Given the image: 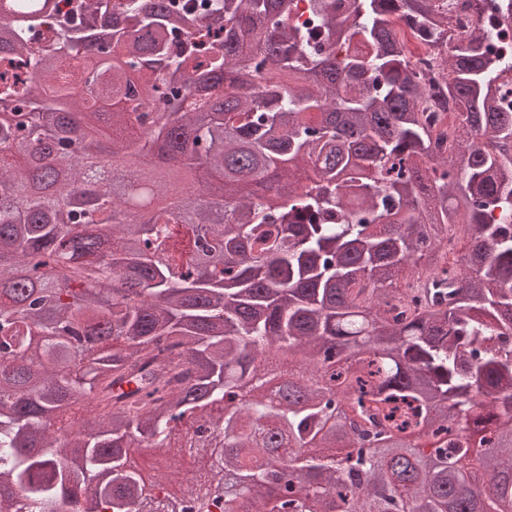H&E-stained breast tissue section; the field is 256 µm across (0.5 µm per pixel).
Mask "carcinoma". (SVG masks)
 Wrapping results in <instances>:
<instances>
[{
    "label": "carcinoma",
    "mask_w": 512,
    "mask_h": 512,
    "mask_svg": "<svg viewBox=\"0 0 512 512\" xmlns=\"http://www.w3.org/2000/svg\"><path fill=\"white\" fill-rule=\"evenodd\" d=\"M338 2L310 0L307 28L294 0H17L0 21V60L26 73L0 72L9 512H163L170 474L147 487L130 457L185 447L223 458L182 512H512V59L483 49L512 0L465 38L448 0ZM401 19L457 105L430 165ZM90 46L110 61L92 81L112 98V154L171 139L187 156L156 177L146 222L61 116H94L52 74ZM424 277L446 299L422 300ZM281 351L299 370L275 398ZM160 354L180 386L150 368ZM341 402L357 452L338 458ZM76 405L81 425L62 427Z\"/></svg>",
    "instance_id": "obj_1"
}]
</instances>
